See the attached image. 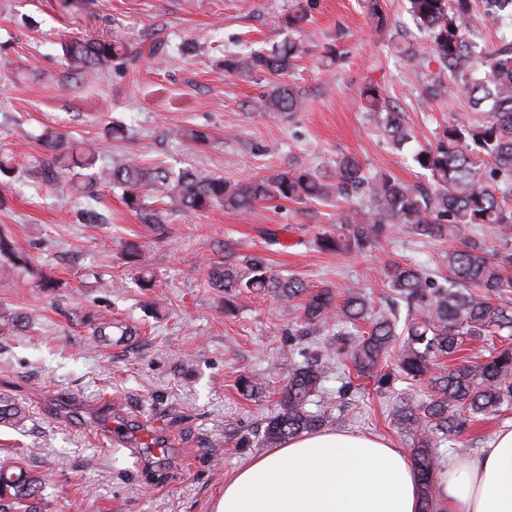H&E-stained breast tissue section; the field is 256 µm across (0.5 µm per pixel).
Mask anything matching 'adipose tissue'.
Here are the masks:
<instances>
[{"label":"adipose tissue","instance_id":"obj_1","mask_svg":"<svg viewBox=\"0 0 512 512\" xmlns=\"http://www.w3.org/2000/svg\"><path fill=\"white\" fill-rule=\"evenodd\" d=\"M445 512H512V425L439 480ZM403 449L357 432L317 431L268 449L224 482L217 512H420Z\"/></svg>","mask_w":512,"mask_h":512}]
</instances>
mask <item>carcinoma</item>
Here are the masks:
<instances>
[{"label":"carcinoma","mask_w":512,"mask_h":512,"mask_svg":"<svg viewBox=\"0 0 512 512\" xmlns=\"http://www.w3.org/2000/svg\"><path fill=\"white\" fill-rule=\"evenodd\" d=\"M367 16L378 27L388 24L381 0H362ZM408 11L429 38L427 45L406 43L402 56L415 66L435 62L460 81V89L474 104L487 103L482 119L451 118L436 145L420 149L413 161L429 176L426 183L407 185L386 172L374 179L364 175L360 161L351 155L336 160L335 182L311 167L288 164L269 176L230 181L222 175L188 166L173 169L148 165L132 154L114 166L99 164L95 144L77 145L65 133L47 129L43 134L50 156L31 171L40 185L64 184L71 196H94L109 185L122 190L124 204L139 223L157 227L165 223L162 204L176 203L191 211L222 207L247 213L260 203L291 201L307 204L334 197L360 195L365 201L338 214L341 233H324L317 247L329 253L364 250L387 238L400 224L413 234L430 239H455L461 247L448 252L445 283L433 281L414 264L393 263L384 269L388 288L407 306L404 318L396 308L377 310L371 299L356 289L342 302L336 292L308 281L284 276L266 258L246 255L235 261L214 263L209 284L224 292V313L232 315L239 302L252 294L272 293L288 301H300L302 313L296 335L307 336L336 322V341L350 359L356 378L369 379L380 392L391 390L394 377L427 379L423 399L405 398L395 420L411 436L414 466L419 475L422 512H441L437 480L444 468L440 446L453 442L455 452L467 453L458 437L470 424L489 420L512 409V343L495 346V340L512 338V306L495 304L491 297L512 295V203L502 187L512 186V42L505 41L482 54L469 39L467 24L479 13L486 26L512 21V0H407ZM67 64L94 75L123 65L153 47H133L115 35L110 39L73 40L62 46ZM307 54L302 40L290 38L269 51L227 55L222 66L228 74L253 76L263 73L276 79L263 99L268 112H298L302 101L292 85L282 81ZM360 97L378 116L393 141L408 139L402 115L373 84ZM191 149L210 143L204 130L180 133ZM492 224L499 233V247L477 239V230ZM0 268L8 275L34 269L14 241L0 232ZM366 322L369 329L359 330ZM130 336L126 326L94 324L93 335L109 340L112 328ZM490 342L488 354L463 356L467 341ZM439 358L448 364L438 372ZM333 370L330 354H315L301 363L288 364V374L278 390L277 410L267 417L261 446L276 448L286 439L322 429L329 423L328 410L310 405L322 397L323 383ZM28 413L15 401L0 396V426L18 431ZM43 479L33 472L0 463V512H42Z\"/></svg>","instance_id":"cac0c4a2"}]
</instances>
